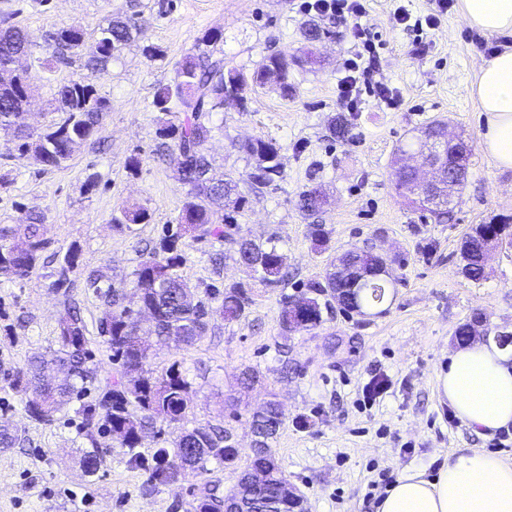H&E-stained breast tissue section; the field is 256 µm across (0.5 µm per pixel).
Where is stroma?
<instances>
[{
    "label": "stroma",
    "mask_w": 512,
    "mask_h": 512,
    "mask_svg": "<svg viewBox=\"0 0 512 512\" xmlns=\"http://www.w3.org/2000/svg\"><path fill=\"white\" fill-rule=\"evenodd\" d=\"M300 0H0V11H17L18 23L34 43L26 63L35 77L30 123L40 130L56 119L57 85L85 76L80 63L43 80L39 59L47 58L43 34L51 28L81 25L94 40L107 17L139 13L144 40L126 46L96 82L109 106L99 132L60 166H43L20 153L11 132L0 130V225L44 217L53 241L36 272L25 282L0 278V364L20 366L55 345L56 329L69 310H78L100 377L113 371L111 352L98 335L106 307L86 279L97 271L110 280L130 282L137 264L161 250L176 228L185 189L168 159L159 153L160 118L153 107L159 85L206 32H222L217 45L226 61L246 69L270 54H300L301 28L308 15ZM412 15L436 12L437 0H367L361 23L365 39L350 24L327 20V35L316 45L318 66L295 68V92L281 96L273 83L247 93L245 106L213 112L206 153L218 170L246 179L255 161L238 143L261 137L281 147L282 176L263 193H247L236 214L244 234L275 239L284 257L280 287L252 283L234 261L214 270L210 257L223 241L184 234L176 242L179 274L195 293L210 285L249 283L254 303L239 319L214 315L207 332L192 345L153 352L148 366L161 371L179 362L192 382L183 424L158 425L139 447L144 457L168 447L182 428L211 425L232 431L242 455H249L250 415L276 395L283 424L272 444L288 480L302 496L306 512H376L369 484L381 473L398 477L414 467L435 476L448 454L459 448L488 451L512 463V427L505 435H479L457 421L439 392L438 374L458 343L457 327L483 314L492 330L512 332V247L490 251L480 281L461 272V243L472 225L512 217V168L499 166L485 151L484 118L470 93L487 50L512 48V37L471 28L459 7L449 8L435 28L417 33L396 28L398 7ZM161 51L150 59L143 44ZM371 48L384 79L399 98L389 107L363 96L358 111L347 113L349 133L329 131L333 116L345 113L337 82L346 59ZM435 119L470 148L468 177L451 219L423 218L395 188L393 152L409 131ZM139 170L126 166L130 156ZM321 185L327 203L308 217L298 206L307 186ZM147 208L149 222L120 231L112 217L121 208ZM324 225L327 241L315 247L313 225ZM77 248L78 266L68 287L53 283L63 255ZM375 248L392 261L394 298L375 316H329L317 329L283 334V297L301 295L320 278L330 260L345 251ZM261 383L240 388L244 368ZM388 381L373 405H361L362 389L373 377ZM81 418L65 407L49 425L30 421L21 394L0 386V425L17 431L21 447L0 453V512H192L209 483L227 493L236 483L229 470L201 475L182 472L176 482L144 494L145 471L128 464L110 437L97 436L105 454L94 476H86L79 436Z\"/></svg>",
    "instance_id": "stroma-1"
}]
</instances>
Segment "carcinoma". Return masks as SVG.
Instances as JSON below:
<instances>
[{"mask_svg": "<svg viewBox=\"0 0 512 512\" xmlns=\"http://www.w3.org/2000/svg\"><path fill=\"white\" fill-rule=\"evenodd\" d=\"M15 13L0 15V72L12 70L21 56L33 54L34 44L28 32L14 22ZM142 34L135 15L116 16L106 20L99 35L89 44L77 25L50 30L45 35L46 45L53 48L46 68L58 69L72 63L75 56L84 59L90 74L61 85L57 101L61 117L43 131H35L24 122L31 74H18L13 82L0 81V128L16 134L17 150L42 158V163L56 167L69 159L75 148L98 132L100 119L107 110V99L101 96L94 83L121 50ZM222 39V33L213 31L198 40V47L184 56L174 70L171 81L157 88L154 105L166 115L157 129L162 139L165 156L180 169V179L186 188V198L180 214V230L204 238L223 239L229 251L215 254L214 268L223 264L227 255L248 268L255 281L266 287H276L284 281L283 256L272 242H256L241 234L239 225L218 220L212 210L214 204L231 202L239 207L244 197L238 191V182L229 174L216 172L204 153L211 137L212 127L206 121L210 113L224 108L227 102L240 106L253 85L274 79L280 93L288 96L293 90L291 71L304 63H315L313 51L303 58L278 52L265 57L248 75L243 69L224 61L213 49ZM448 124L436 119L416 130L409 140L398 145L396 152H417L420 134L444 136ZM238 151L255 160L248 174L249 188L261 193L274 185L282 174L280 146L261 137L246 140ZM322 192L309 186L300 194V209L311 215L320 211ZM149 220L144 207L123 208L112 216V223L120 229H131ZM44 217L29 213L27 223L0 226V277L11 282H22L36 270L43 255L51 247V239L43 231ZM512 226L511 218L494 223L477 224L463 242L467 251L462 258L469 266L468 278L479 281L484 277L480 251L489 241L496 243L506 237ZM173 247L164 248L167 255L152 253L143 258L133 272L131 289L108 284L102 288L103 276L91 274L86 283L93 293L104 300L108 311L100 322L98 332L112 352L116 375L104 385L96 384V370L91 367L92 352L89 338L77 311L57 327L56 348L34 356L19 367L0 368V379L17 393H35L44 408L37 409L31 401L25 402L29 419L50 425L57 413L73 400L82 402L80 414L86 435L98 432L111 438L124 449L129 463L148 473L147 490L157 488L165 479L191 469L208 474V465L239 470L236 492L229 500L239 499L247 512H294L301 502L290 501L283 495L287 475L276 459L271 442L281 425L282 412L276 400H269L252 415L251 429L264 435L261 446L251 448L250 462L238 469L240 451L232 441L229 430L211 426H197L182 431L171 448H161L148 461L135 451L139 434L158 423L176 424L183 420L188 407L191 382L174 362L156 373L147 367L148 354L141 353L132 336L136 335L135 318L140 308L153 311V336L147 338L146 349L163 347L170 341L191 345L204 334L213 315L219 313L228 320L242 317L254 304L251 286L233 284L222 290L214 287L203 298L186 300L188 286L178 273L181 255H168ZM78 253L68 251L60 266L55 287L67 282V274L77 267ZM345 261L351 268L366 270L385 262L371 252L348 250L331 261L322 278L312 280L298 298L305 304L299 315L288 301L280 313V327L288 333L294 330H312L321 326L323 312L333 313L334 306L346 312L367 314L384 312V306L393 300L395 281L391 277L365 274L354 278V283L343 277L337 263ZM102 449L96 441L85 450L80 463L86 475L99 470ZM194 512H224V497L212 488L196 500Z\"/></svg>", "mask_w": 512, "mask_h": 512, "instance_id": "carcinoma-1", "label": "carcinoma"}]
</instances>
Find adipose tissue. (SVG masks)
I'll return each instance as SVG.
<instances>
[{"instance_id": "ef3b65f1", "label": "adipose tissue", "mask_w": 512, "mask_h": 512, "mask_svg": "<svg viewBox=\"0 0 512 512\" xmlns=\"http://www.w3.org/2000/svg\"><path fill=\"white\" fill-rule=\"evenodd\" d=\"M461 8L471 27L512 36V0H461ZM471 93L485 116L486 152L512 168V49L483 62ZM439 382L444 398L473 431L512 425V350L474 342L452 351ZM377 512H512V465L492 453L457 449L436 478L404 471Z\"/></svg>"}]
</instances>
